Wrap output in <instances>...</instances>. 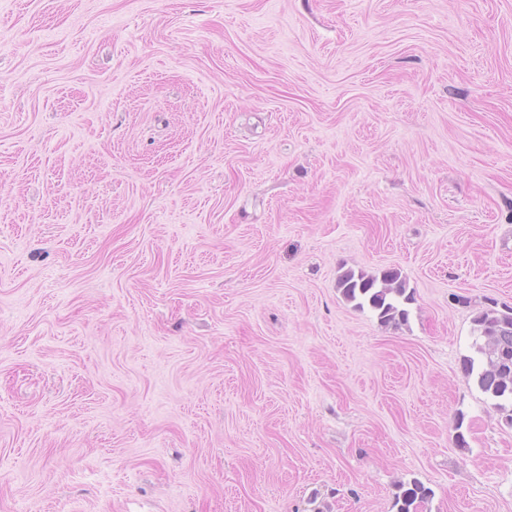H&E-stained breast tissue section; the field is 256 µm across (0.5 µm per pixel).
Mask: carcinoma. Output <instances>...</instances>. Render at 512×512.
Listing matches in <instances>:
<instances>
[{
    "label": "carcinoma",
    "mask_w": 512,
    "mask_h": 512,
    "mask_svg": "<svg viewBox=\"0 0 512 512\" xmlns=\"http://www.w3.org/2000/svg\"><path fill=\"white\" fill-rule=\"evenodd\" d=\"M344 296L356 307H369L382 325L399 324L408 319L403 305L412 300L399 270L384 271L381 277L350 272L339 280ZM484 343L476 345L478 359L463 362V370L474 378L478 388L496 400L512 399V312L486 309L474 318ZM432 495V490L418 480L400 484L394 496L396 512H417L418 505Z\"/></svg>",
    "instance_id": "cac0c4a2"
}]
</instances>
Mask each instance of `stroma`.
<instances>
[{
    "label": "stroma",
    "mask_w": 512,
    "mask_h": 512,
    "mask_svg": "<svg viewBox=\"0 0 512 512\" xmlns=\"http://www.w3.org/2000/svg\"><path fill=\"white\" fill-rule=\"evenodd\" d=\"M508 307L512 0H0V512H512ZM339 288L344 296L359 309L368 306L382 325L399 324L408 319V311L403 308L412 300L398 269L383 271L377 276L360 273H347L339 280ZM509 314L496 309H486L474 318L483 344L475 342L480 355L477 361L469 358L463 362L468 377H474L478 388L488 397L512 403V309ZM432 495V490L417 480L409 484H399L394 496L393 507L396 512H416L418 505Z\"/></svg>",
    "instance_id": "1"
}]
</instances>
